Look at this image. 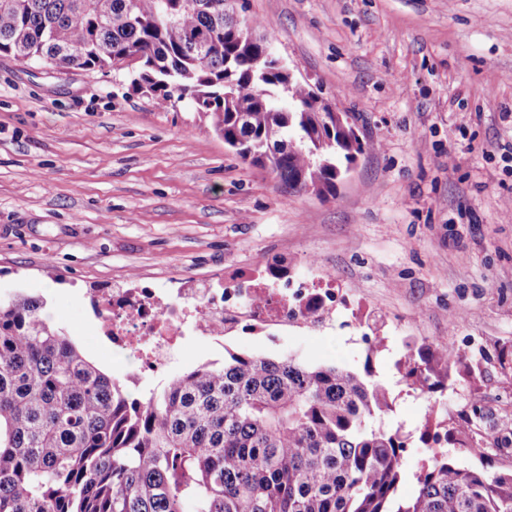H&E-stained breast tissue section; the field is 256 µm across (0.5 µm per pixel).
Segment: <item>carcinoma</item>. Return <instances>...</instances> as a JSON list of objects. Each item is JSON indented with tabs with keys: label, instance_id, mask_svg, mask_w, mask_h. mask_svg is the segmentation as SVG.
I'll return each instance as SVG.
<instances>
[{
	"label": "carcinoma",
	"instance_id": "1",
	"mask_svg": "<svg viewBox=\"0 0 512 512\" xmlns=\"http://www.w3.org/2000/svg\"><path fill=\"white\" fill-rule=\"evenodd\" d=\"M260 24L224 0H0V55L105 70L143 58L134 85L191 104L224 143L293 191L336 192L366 151L355 131L303 112L312 91L261 60ZM197 35L213 43L182 53ZM0 299V512H512V471L490 474L436 452L415 494H398L408 436L373 421L392 410L364 373L229 352L140 399L88 361L44 314ZM455 358L429 346L403 378L437 389ZM422 441L474 445L457 427Z\"/></svg>",
	"mask_w": 512,
	"mask_h": 512
}]
</instances>
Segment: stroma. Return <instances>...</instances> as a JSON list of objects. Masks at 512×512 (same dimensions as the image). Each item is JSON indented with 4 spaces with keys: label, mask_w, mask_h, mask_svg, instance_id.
Returning <instances> with one entry per match:
<instances>
[{
    "label": "stroma",
    "mask_w": 512,
    "mask_h": 512,
    "mask_svg": "<svg viewBox=\"0 0 512 512\" xmlns=\"http://www.w3.org/2000/svg\"><path fill=\"white\" fill-rule=\"evenodd\" d=\"M295 76L370 148L334 195L292 192L228 148L187 102L129 69L51 71L0 56V298L40 296L109 375L140 371L93 333L91 295L128 278L232 286L281 266L336 289L335 318L187 340L167 374L225 351L371 367L409 446L399 491L431 456L426 424L464 423L512 470V0H236ZM464 351L443 390L403 379L407 351Z\"/></svg>",
    "instance_id": "stroma-1"
}]
</instances>
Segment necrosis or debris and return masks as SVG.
<instances>
[{
  "instance_id": "4bbe7bcc",
  "label": "necrosis or debris",
  "mask_w": 512,
  "mask_h": 512,
  "mask_svg": "<svg viewBox=\"0 0 512 512\" xmlns=\"http://www.w3.org/2000/svg\"><path fill=\"white\" fill-rule=\"evenodd\" d=\"M335 291L307 282L264 281L241 288H146L127 281L110 296H91L99 335L120 352L135 355L142 371L167 368L171 351L187 336L223 341L236 329L287 326L306 319L311 307L320 316L334 309Z\"/></svg>"
}]
</instances>
